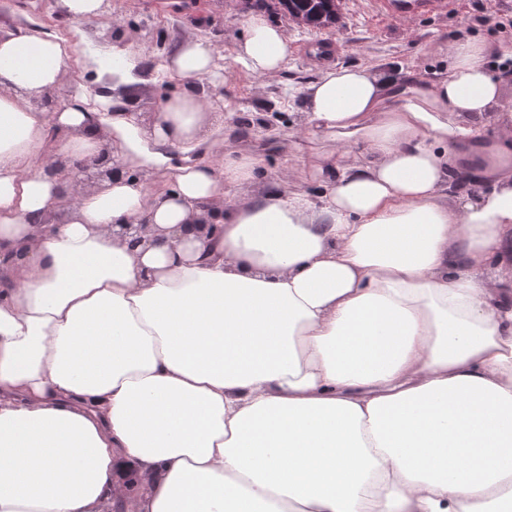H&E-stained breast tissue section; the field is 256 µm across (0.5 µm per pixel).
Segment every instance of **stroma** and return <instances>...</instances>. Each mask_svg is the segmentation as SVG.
Listing matches in <instances>:
<instances>
[{
    "instance_id": "obj_1",
    "label": "stroma",
    "mask_w": 512,
    "mask_h": 512,
    "mask_svg": "<svg viewBox=\"0 0 512 512\" xmlns=\"http://www.w3.org/2000/svg\"><path fill=\"white\" fill-rule=\"evenodd\" d=\"M355 0H341L342 24L319 30L297 26L288 17L268 14L267 19L285 32L291 53L278 80L264 89L232 60V50L246 32L252 15L241 0H202L199 7L174 12L163 0H109L89 28L86 45L72 54L62 84L51 95L60 105L71 86L94 94L98 76L86 59L87 47L130 46L146 58L158 60L173 51L188 32L209 41L224 57L220 76L206 78L203 86L214 106L224 114V156L245 152L259 160L258 175L266 186L280 184L286 168L295 167L289 187L318 195L319 183L306 165L309 156L331 144L301 135L303 97L307 85L321 72L340 67L374 65L380 68L420 69L436 78L448 69L444 48L455 41L477 40L491 45L512 39V0H457L444 15L414 17L411 27L392 18L370 16ZM29 23L36 31L69 36L74 22L60 0H0V24ZM338 43L332 60L320 58L322 40Z\"/></svg>"
}]
</instances>
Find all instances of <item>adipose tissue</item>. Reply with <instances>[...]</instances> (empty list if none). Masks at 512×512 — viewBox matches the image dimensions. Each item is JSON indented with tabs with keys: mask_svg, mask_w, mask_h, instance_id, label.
I'll return each instance as SVG.
<instances>
[{
	"mask_svg": "<svg viewBox=\"0 0 512 512\" xmlns=\"http://www.w3.org/2000/svg\"><path fill=\"white\" fill-rule=\"evenodd\" d=\"M73 40L0 29V512H512V109L457 41L448 70L340 67L304 91L318 197L218 156L190 34L156 66L113 44L112 108L60 87ZM282 29L233 60L265 83ZM182 84L151 119L133 104ZM119 175L63 208L49 155ZM162 177L148 190L147 177ZM215 219L217 239L182 237ZM147 220L132 247L118 224ZM146 492L130 497L134 478Z\"/></svg>",
	"mask_w": 512,
	"mask_h": 512,
	"instance_id": "1",
	"label": "adipose tissue"
}]
</instances>
